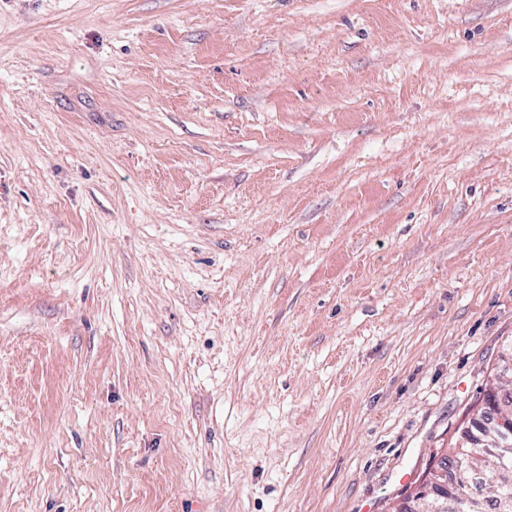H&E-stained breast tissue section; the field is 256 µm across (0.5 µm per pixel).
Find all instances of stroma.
I'll return each instance as SVG.
<instances>
[{
  "mask_svg": "<svg viewBox=\"0 0 512 512\" xmlns=\"http://www.w3.org/2000/svg\"><path fill=\"white\" fill-rule=\"evenodd\" d=\"M512 341V0H0V512H389Z\"/></svg>",
  "mask_w": 512,
  "mask_h": 512,
  "instance_id": "1",
  "label": "stroma"
}]
</instances>
